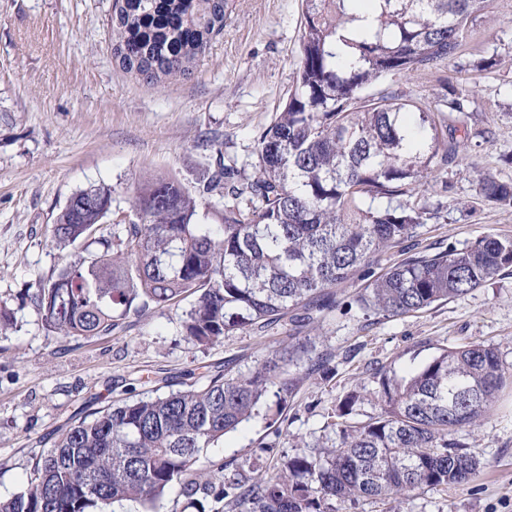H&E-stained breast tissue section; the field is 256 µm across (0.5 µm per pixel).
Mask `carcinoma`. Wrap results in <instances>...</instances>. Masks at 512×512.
Returning <instances> with one entry per match:
<instances>
[{
  "label": "carcinoma",
  "instance_id": "carcinoma-1",
  "mask_svg": "<svg viewBox=\"0 0 512 512\" xmlns=\"http://www.w3.org/2000/svg\"><path fill=\"white\" fill-rule=\"evenodd\" d=\"M492 0H303L301 63L282 111L255 140L257 171L244 179L220 159L196 186L158 178L137 187L132 219L90 236L112 214L111 190L74 193L56 218L57 273L38 278L32 299L58 337L112 334L119 321L192 298L185 339L202 346L239 330L263 331L294 311H331L332 288L412 238L423 211L402 201L435 169L456 161V133L473 97L450 86L439 108L409 98L389 76L455 58L470 24ZM226 0H121L111 17L119 67L148 83L186 76L224 28ZM371 24L346 37L356 10ZM488 201L512 206V184L479 180ZM248 197L203 224L213 198ZM83 246L72 256L65 250ZM512 268V237L415 252L356 296L368 313L402 316L465 295ZM290 343L249 375L214 370L191 385L122 401L74 421L32 466L0 512H112L132 501L156 512L173 489L194 502L227 501L236 512H336V502L408 497L464 485L480 473L476 452L455 438L493 411L512 386L494 347L468 342L398 378L373 376L380 411L341 422L338 448L291 457L275 473L212 479L200 454L258 411L270 386L288 395V367L311 359Z\"/></svg>",
  "mask_w": 512,
  "mask_h": 512
}]
</instances>
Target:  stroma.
Wrapping results in <instances>:
<instances>
[{
	"label": "stroma",
	"mask_w": 512,
	"mask_h": 512,
	"mask_svg": "<svg viewBox=\"0 0 512 512\" xmlns=\"http://www.w3.org/2000/svg\"><path fill=\"white\" fill-rule=\"evenodd\" d=\"M116 0H0V300L12 329L0 333V498L19 492L33 463L76 419L114 401L202 384L206 370L253 372L289 342L288 322L243 331L213 346L188 342L182 300L123 320L107 336L61 338L47 331L31 300L38 277L61 266L52 226L72 193L112 189V213L131 210L142 182L170 177L195 184L216 157L255 173V137L285 104L300 67L302 0H226L224 29L190 75L149 84L112 57ZM494 58L486 67V58ZM435 105L448 85L474 90L468 126L476 138L434 173L411 202L426 222L411 240L384 250L374 271L409 250L462 249L478 237H512V207L485 201L479 180L512 182V0H493L477 17L459 57L392 80ZM355 274L337 287L338 305L302 330L315 366L285 407L267 396L257 414L206 449L212 477L282 467L289 457L343 441L336 414L348 395L349 422L379 411L375 372L419 368L468 341L496 348L512 368V272L423 312L365 315ZM480 475L462 486L422 489L407 499H361L336 512H512V388L493 412L461 429Z\"/></svg>",
	"instance_id": "stroma-1"
}]
</instances>
